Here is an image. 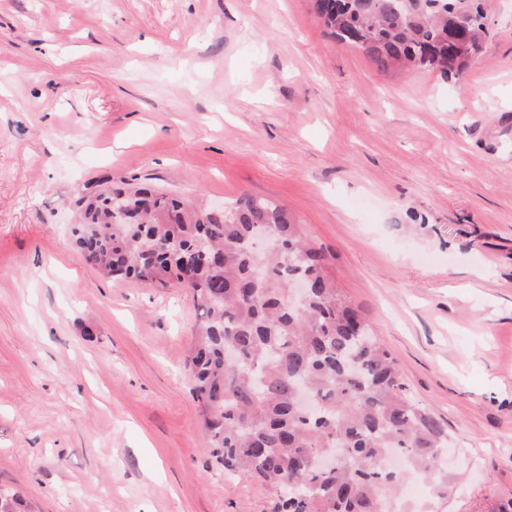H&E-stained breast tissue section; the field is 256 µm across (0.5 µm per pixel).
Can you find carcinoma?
I'll return each instance as SVG.
<instances>
[{
  "label": "carcinoma",
  "instance_id": "obj_1",
  "mask_svg": "<svg viewBox=\"0 0 512 512\" xmlns=\"http://www.w3.org/2000/svg\"><path fill=\"white\" fill-rule=\"evenodd\" d=\"M312 8L340 40L359 31L358 49L380 71L459 78L469 51L448 67V29L475 16L472 38L486 35L482 0H312ZM76 207V246L104 275L190 289L199 315L186 367L208 453L266 485L271 512H392L408 473L388 465L391 454L428 481L424 512L457 494L441 467L440 422L407 396L391 354L287 208L246 196L215 215L200 199L108 177ZM260 230L273 250L251 248ZM294 281L309 285L300 305L290 299ZM228 348L236 361L224 359ZM329 452L336 468L323 470L317 458ZM0 512L30 510L19 493L0 490Z\"/></svg>",
  "mask_w": 512,
  "mask_h": 512
}]
</instances>
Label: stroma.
<instances>
[{
  "instance_id": "35a3bbf8",
  "label": "stroma",
  "mask_w": 512,
  "mask_h": 512,
  "mask_svg": "<svg viewBox=\"0 0 512 512\" xmlns=\"http://www.w3.org/2000/svg\"><path fill=\"white\" fill-rule=\"evenodd\" d=\"M459 80L383 72L310 0H0V486L35 512H269L211 460L184 288L69 234L102 177L269 197L448 432L442 512H512V0Z\"/></svg>"
}]
</instances>
